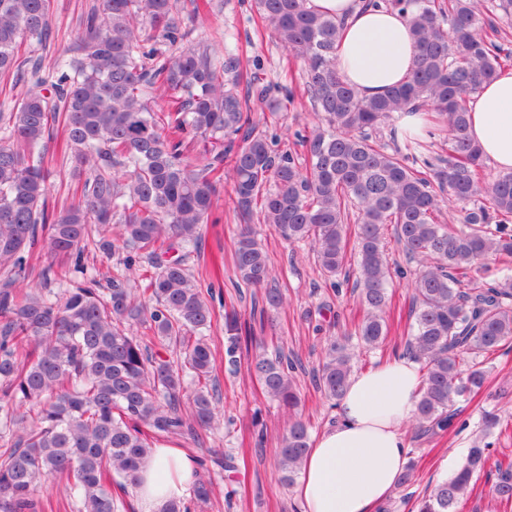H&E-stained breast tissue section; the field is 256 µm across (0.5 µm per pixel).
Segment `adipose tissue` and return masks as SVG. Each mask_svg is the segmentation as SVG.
Listing matches in <instances>:
<instances>
[{
	"label": "adipose tissue",
	"mask_w": 512,
	"mask_h": 512,
	"mask_svg": "<svg viewBox=\"0 0 512 512\" xmlns=\"http://www.w3.org/2000/svg\"><path fill=\"white\" fill-rule=\"evenodd\" d=\"M341 24L336 67L361 96L386 95L413 67L406 13L369 0H310ZM469 134L482 157L512 172V67L498 70L468 102ZM419 365L393 357L356 373L338 406L336 424L314 437L293 488L302 512H379L408 463L403 431L413 414ZM195 464L174 441L157 443L134 488L138 512H163L190 495Z\"/></svg>",
	"instance_id": "obj_1"
}]
</instances>
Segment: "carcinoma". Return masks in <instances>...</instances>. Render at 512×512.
I'll use <instances>...</instances> for the list:
<instances>
[{
	"label": "carcinoma",
	"mask_w": 512,
	"mask_h": 512,
	"mask_svg": "<svg viewBox=\"0 0 512 512\" xmlns=\"http://www.w3.org/2000/svg\"><path fill=\"white\" fill-rule=\"evenodd\" d=\"M409 12L415 57L408 80L381 98L360 97L336 69L340 25L308 0H255L284 54L303 64L305 86L321 123L300 138L305 166L275 149L268 124L293 102L261 69L249 75L232 54L193 37L200 12L190 0H97L74 44L44 69L53 0H0V78L29 84L0 112V512H39V492L61 485L75 512H119V476L135 484L160 437L198 444L220 424L219 387L205 331L213 292L187 267L205 224H219L217 186L231 188L247 223L233 245L235 275L264 289L279 309L255 217L308 257L334 293L348 255L362 315L353 336L365 352L390 335L393 279L412 288L401 342L420 364L412 429L416 436L456 424L453 407L481 390L491 357L512 343V173L493 181L468 135L467 100L507 63L499 29L476 27L477 0H384ZM411 106L437 111L448 131V157L418 163V139L390 148L380 137L392 116ZM55 149L70 160L77 201L50 206ZM468 205L460 226L440 220L441 203ZM395 243L405 263L391 257ZM95 250L116 257L107 285L84 275ZM70 261L44 266L58 291L24 290L30 257ZM148 266L141 267V259ZM501 275L477 284L482 261ZM225 359L238 363L250 330L226 318ZM174 355L169 359L161 354ZM350 340L333 336L312 380L338 405L354 373ZM249 369L288 413L277 455L282 483L299 474L310 448L298 415L296 360L261 350ZM500 425L484 414L483 437L462 465L422 497L416 512H460L486 471ZM189 501L163 512H194L209 502L211 468L235 457L197 456ZM492 493L512 505V460L494 463Z\"/></svg>",
	"instance_id": "cac0c4a2"
}]
</instances>
